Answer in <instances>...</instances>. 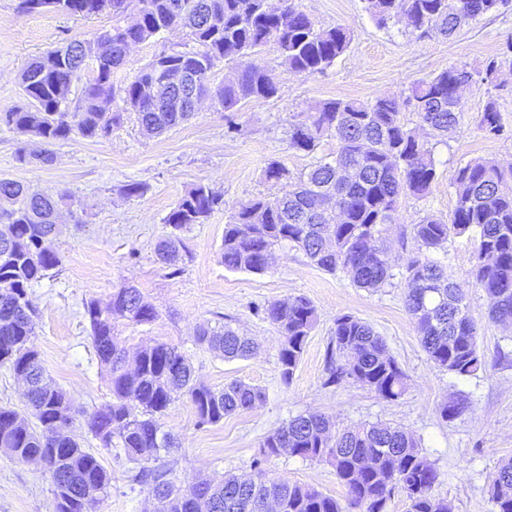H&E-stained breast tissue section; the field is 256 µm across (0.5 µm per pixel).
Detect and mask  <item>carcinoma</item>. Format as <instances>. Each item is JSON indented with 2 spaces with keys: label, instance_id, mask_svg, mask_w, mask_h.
Listing matches in <instances>:
<instances>
[{
  "label": "carcinoma",
  "instance_id": "1",
  "mask_svg": "<svg viewBox=\"0 0 512 512\" xmlns=\"http://www.w3.org/2000/svg\"><path fill=\"white\" fill-rule=\"evenodd\" d=\"M140 2L135 23L114 25L93 39L49 50L23 70L20 85L30 105L0 112V126L44 144L28 155V162H54L55 155L46 146L75 134L86 139L109 136L129 110L149 137L177 127L194 114L186 101L188 84L214 106L236 112L252 99L274 96L277 83L267 69L250 66L215 85L209 75L217 63L274 44L290 71L311 75L329 68L352 40L345 27H316L301 0H280L275 9L267 0ZM365 2L379 25L402 22L420 40L450 38L512 0ZM126 3L20 0L19 9L27 14L55 10L119 17ZM174 29L187 30L195 47L163 52L134 79L114 85L112 75L125 64L132 45ZM87 51L97 53L99 71L93 81L83 83L80 60ZM505 59L512 64V42L506 43L502 59L492 58L480 69L452 66L413 83L403 100L384 95L367 101L335 99L294 115L290 147L314 156V162L295 178L279 163L267 168V179L281 187L240 204L231 214L224 225V268L262 273L273 250L289 246L326 272H345L359 288L370 291L386 285L394 279L386 226L394 223L403 198L426 197L436 179L432 146L401 120V113L412 108L419 126L437 137L454 134L464 117L460 87L478 77L498 91L504 89L499 72ZM77 87L80 91L73 99ZM116 101L120 105L104 111V103ZM479 126L491 136L503 132L495 99L485 104ZM328 139L336 140V151L319 154ZM509 180L511 166L485 158L470 161L451 181L456 196L451 219L431 215L412 225L418 253L406 263V307L428 360L455 376H472L482 366L477 327L463 293L430 254L454 237L469 238L474 252L470 275L492 301L490 317L511 322L512 193L502 189ZM2 198L13 208L0 213V366L25 381L28 410L0 406V450L49 473L54 512H86V505L110 488L111 474L95 453L65 434L73 423L71 401L47 383L33 339L38 309L31 288L59 266L52 247L59 201L5 178L0 179ZM223 203L222 195L204 185L184 194L164 218L170 231L158 243L157 260L175 267L188 253L184 229L204 223ZM84 312L112 393L111 401L89 415L88 430L100 448H120L136 464L129 481L148 490L154 512H271L274 505L277 512H386L397 493L406 496L407 512H451L447 502L433 495L439 473L412 434L376 422L332 436L329 420L316 413L298 415L265 436L254 460L256 473L226 474L217 484L192 479L176 486L170 460L176 438L162 423L173 401L187 398L198 425L207 426L251 408L264 393L241 380L221 389L197 380L187 358L166 342L140 348L128 364L118 324L143 325L158 318L156 308L133 285L115 289L104 305L87 301ZM264 315L281 337L278 364L281 380L288 384L317 322L316 308L306 297L296 296L267 304ZM195 341L228 361L247 358L255 350V343L228 322L219 328L199 326ZM325 373L327 387L353 383L390 401L398 400L407 388L408 376L383 338L349 314L336 317L325 350ZM469 404L465 397L452 399L441 407V416L452 419ZM33 418L38 425L32 424ZM284 454L329 464L345 488V500L270 477L261 469ZM488 493L492 512H512V459L498 465Z\"/></svg>",
  "mask_w": 512,
  "mask_h": 512
}]
</instances>
